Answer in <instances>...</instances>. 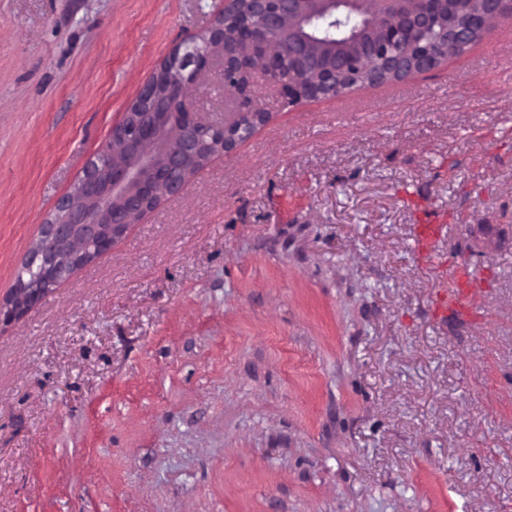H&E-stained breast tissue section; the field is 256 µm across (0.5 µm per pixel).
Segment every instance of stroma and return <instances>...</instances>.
I'll use <instances>...</instances> for the list:
<instances>
[{
  "instance_id": "obj_1",
  "label": "stroma",
  "mask_w": 512,
  "mask_h": 512,
  "mask_svg": "<svg viewBox=\"0 0 512 512\" xmlns=\"http://www.w3.org/2000/svg\"><path fill=\"white\" fill-rule=\"evenodd\" d=\"M222 6L0 0V300ZM280 89L255 73L267 124L0 321V512H512V15L398 84ZM189 94L241 106L217 66ZM460 259L485 291L436 317ZM445 229V225L442 224H418L416 230L418 255L429 257L433 244L440 239Z\"/></svg>"
}]
</instances>
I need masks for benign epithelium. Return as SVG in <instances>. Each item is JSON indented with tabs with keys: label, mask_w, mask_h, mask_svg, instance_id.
I'll return each mask as SVG.
<instances>
[{
	"label": "benign epithelium",
	"mask_w": 512,
	"mask_h": 512,
	"mask_svg": "<svg viewBox=\"0 0 512 512\" xmlns=\"http://www.w3.org/2000/svg\"><path fill=\"white\" fill-rule=\"evenodd\" d=\"M362 0H224L211 25L174 47L155 68L127 106L112 137L90 159L83 175L58 201L54 214L42 225L39 239L26 258L42 265L45 288L14 283L0 320H17L39 305L62 280L89 265L112 248L127 228L137 223L164 199L182 195L191 177L218 157L230 154L245 141L234 134L242 120L266 124L269 114L260 109L235 113L220 128L224 138L203 147L195 130L207 121L191 107L188 89L201 83L215 61L222 62L224 79L234 83L244 101L251 94L254 63H264L265 75L277 78L289 72L283 84L285 103L305 97L341 94L336 78L348 73L359 59L374 69L363 79L367 85L397 83L415 73L439 68L440 51L425 36L437 32L445 44L463 50L487 35V22L512 14V0H437L415 11H405L403 0H375L380 18L397 15L392 26L365 36L349 32L341 42L305 30L315 20L336 17L340 8L356 9ZM257 14L258 24L227 30L228 20L245 6ZM288 48V68L281 50Z\"/></svg>",
	"instance_id": "obj_1"
}]
</instances>
